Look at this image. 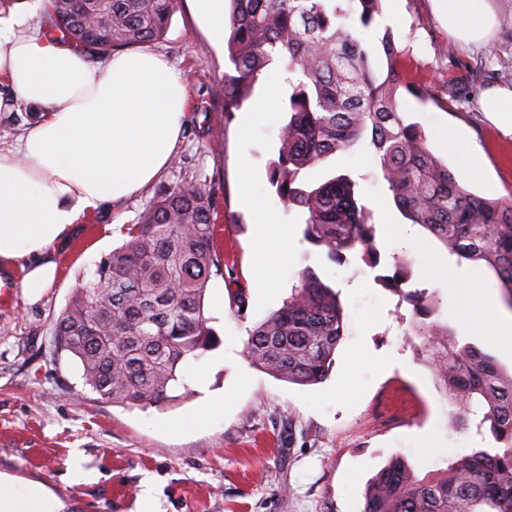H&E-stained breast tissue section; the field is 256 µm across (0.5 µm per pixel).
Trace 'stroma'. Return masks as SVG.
<instances>
[{
  "label": "stroma",
  "instance_id": "obj_1",
  "mask_svg": "<svg viewBox=\"0 0 512 512\" xmlns=\"http://www.w3.org/2000/svg\"><path fill=\"white\" fill-rule=\"evenodd\" d=\"M495 16L491 35L466 45L449 34L436 0H383L366 32L374 68L385 69L380 40L391 35L414 92L400 91L408 121L423 129L432 151L453 171L459 159L447 147L449 132L474 144L469 164L480 178H465L473 193L512 200V130L484 111L493 88L512 89V0H487ZM186 82L184 125L170 165L157 180L118 203L81 214L72 233L54 247L59 274L41 299L29 303L21 288L22 263L10 264L16 283L0 301V474L13 489L45 485L61 512H139L151 496L156 512H362L367 481L395 454L418 477L481 448L472 432L451 429L452 407L432 379L405 331L410 308L384 288L377 272L359 258L335 263L308 243L302 216L286 211L268 181L276 158L288 87L279 66L262 72L242 111L224 112L225 43L214 42L194 0H179L164 36L148 43ZM278 103H265L269 87ZM254 115L249 137L240 134L243 112ZM34 109L15 100L0 79V152L16 151L34 120ZM350 175L360 204L378 226L383 260L407 255L412 282L435 291L441 320L460 343H473L512 372V354L488 337L467 332L472 287L498 290L481 262H456L427 230L416 243H385V225L406 220L378 174L368 148L336 153L305 174L308 184L330 173ZM190 182L212 199L221 227L226 267L212 277L205 315L217 345L188 360L180 374L188 386L172 403L123 406L85 386L76 359L53 353V324L81 278L127 239L124 226L138 223L165 186ZM249 184L263 208L288 225L293 245L273 291L254 287L257 267L273 260L269 241L253 234L255 212L243 206ZM314 269L339 293L346 330L326 380L288 383L253 367L245 356L248 331L281 307L300 273ZM244 291L237 306L232 294ZM388 361L380 369L379 361ZM80 458L84 479L70 471Z\"/></svg>",
  "mask_w": 512,
  "mask_h": 512
}]
</instances>
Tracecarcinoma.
Wrapping results in <instances>:
<instances>
[{
    "instance_id": "cac0c4a2",
    "label": "carcinoma",
    "mask_w": 512,
    "mask_h": 512,
    "mask_svg": "<svg viewBox=\"0 0 512 512\" xmlns=\"http://www.w3.org/2000/svg\"><path fill=\"white\" fill-rule=\"evenodd\" d=\"M383 0H230L224 111L240 110L259 76L279 63L288 74V121L269 180L288 210L301 213L304 238L344 263L356 254L381 263L371 214L356 183L333 176L316 187L305 170L338 152L367 145L404 217L452 255L482 261L512 306V203L468 190L406 121L397 92L407 87L390 35L381 39L387 69L376 71L363 39ZM46 33L92 57L161 38L177 0H49ZM210 197L195 185L166 188L141 222L125 227L123 246L102 259L55 319L54 354L67 353L84 383L129 406L160 405L180 384L179 368L211 350L204 297L224 274ZM383 278L411 306L439 385L455 407L454 425L488 428L495 448L461 456L418 478L404 457L389 459L367 484L363 512H512V374L448 326L430 320L428 291H405L412 265L393 259ZM345 332L338 292L307 268L282 306L249 332L245 351L260 371L288 383L323 382Z\"/></svg>"
}]
</instances>
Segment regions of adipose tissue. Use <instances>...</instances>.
Instances as JSON below:
<instances>
[{
	"label": "adipose tissue",
	"instance_id": "1",
	"mask_svg": "<svg viewBox=\"0 0 512 512\" xmlns=\"http://www.w3.org/2000/svg\"><path fill=\"white\" fill-rule=\"evenodd\" d=\"M448 31L485 39L486 0H447ZM0 77L39 112L22 142L23 161L0 153V259H26L22 288L37 300L57 276L52 248L81 213L122 200L153 181L179 140L183 75L158 53L116 52L101 60L25 28L0 29ZM39 484L0 489V512H55Z\"/></svg>",
	"mask_w": 512,
	"mask_h": 512
}]
</instances>
